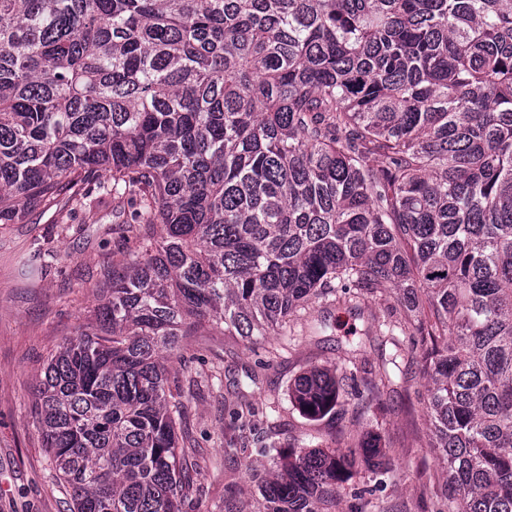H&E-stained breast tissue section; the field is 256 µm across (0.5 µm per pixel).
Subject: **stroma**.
Instances as JSON below:
<instances>
[{
	"label": "stroma",
	"mask_w": 512,
	"mask_h": 512,
	"mask_svg": "<svg viewBox=\"0 0 512 512\" xmlns=\"http://www.w3.org/2000/svg\"><path fill=\"white\" fill-rule=\"evenodd\" d=\"M131 205L104 198L93 214L65 221L37 210L19 224H0V512H70L37 424L35 389L44 363L79 324L94 318L96 287L112 263L121 224ZM405 324L393 292L363 294L347 302L319 300L299 310L277 335L248 343L198 322L183 339L190 366L169 364L186 405L179 445L195 464L194 512H224L225 500L255 507L252 469H268L261 446L329 445L343 452L376 436L385 452L384 474L356 466L336 512L396 506L397 512H435L444 476L427 446V378L419 359L406 378L378 393L353 389L377 373L382 337L373 321ZM319 367L338 376L336 414L311 420L288 395L294 379ZM245 397L256 408L240 423L226 412Z\"/></svg>",
	"instance_id": "obj_1"
}]
</instances>
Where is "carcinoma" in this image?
<instances>
[{"mask_svg": "<svg viewBox=\"0 0 512 512\" xmlns=\"http://www.w3.org/2000/svg\"><path fill=\"white\" fill-rule=\"evenodd\" d=\"M137 205L95 322L43 367L72 512H190L166 360L394 290L428 378L439 512H512V0H0V224ZM369 391L401 373V348ZM309 418L339 389L311 368ZM255 512H334L359 454L262 448Z\"/></svg>", "mask_w": 512, "mask_h": 512, "instance_id": "cac0c4a2", "label": "carcinoma"}]
</instances>
